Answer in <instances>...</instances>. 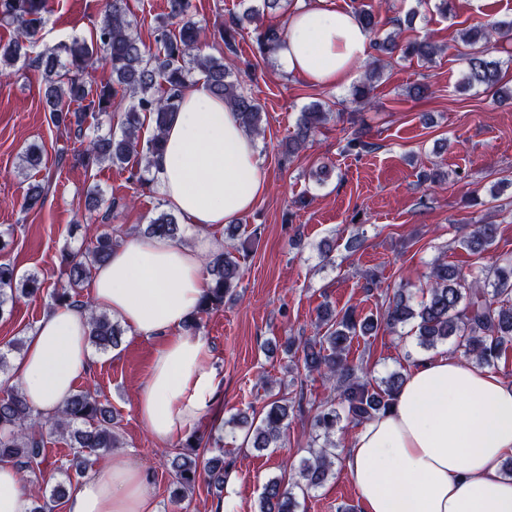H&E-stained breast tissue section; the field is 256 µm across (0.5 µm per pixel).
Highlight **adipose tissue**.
Listing matches in <instances>:
<instances>
[{
  "mask_svg": "<svg viewBox=\"0 0 512 512\" xmlns=\"http://www.w3.org/2000/svg\"><path fill=\"white\" fill-rule=\"evenodd\" d=\"M370 50L371 35L352 12L333 0H301L274 57L290 75L342 87ZM147 188L196 244L126 237L87 287L97 311L156 341L137 416L154 438L173 442L211 410L222 384L208 342L185 327L207 288L200 255L222 251L211 229L250 211L266 188L257 141L204 80L182 88ZM87 332L88 313L74 304L36 322L10 378L34 413L52 416L90 371ZM510 456L512 382L447 351L420 358L391 408L350 436L344 467L363 512H512V478L502 471ZM0 512H29L28 486L8 462H0ZM63 512H154L143 468L110 457L73 487Z\"/></svg>",
  "mask_w": 512,
  "mask_h": 512,
  "instance_id": "ef3b65f1",
  "label": "adipose tissue"
}]
</instances>
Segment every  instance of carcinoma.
<instances>
[{
	"label": "carcinoma",
	"mask_w": 512,
	"mask_h": 512,
	"mask_svg": "<svg viewBox=\"0 0 512 512\" xmlns=\"http://www.w3.org/2000/svg\"><path fill=\"white\" fill-rule=\"evenodd\" d=\"M245 6L238 22H253L284 9L287 0H241ZM49 0H0V22L14 27V38L0 45V65L13 66L28 55L45 25ZM190 0H168L167 19L156 27V51H151L134 31L124 0H103L101 17L90 37L74 36L58 42L31 60V66L42 76L44 97L51 121L61 134L85 138L87 117H112L115 100H126L128 106L118 115L121 133L107 132L88 138L81 158L88 166L108 164L129 171L130 178L141 179L151 170L154 157L164 148L163 134L179 106V91L192 72H200L212 95L224 100L236 112L241 126L252 136L262 132L263 112L260 106L240 90L238 79L224 67V61L203 52L199 44V28L189 14ZM360 25L371 34L382 29L378 15L364 2L354 7ZM401 30L388 32L376 39L373 47L385 56L418 57L431 62L441 47L430 39L404 41ZM281 38L280 30L268 26L255 27V41L262 55L273 53ZM512 40V19L498 20L474 27L461 36L469 50L460 54L465 68L464 87H482L505 100L512 90L502 91L499 62L487 52L503 41ZM103 60L111 79L94 85L85 79L88 70ZM380 60L368 65L364 78L353 87L352 99L359 104L369 101L373 81L380 76ZM329 117L322 104L305 107L296 120V131L285 143V152L293 155L301 150L315 130ZM152 134L141 138L145 123ZM346 151L369 153L375 144L353 131ZM181 224L176 214L161 210L144 228V234L179 239ZM497 236V225L475 224L465 232L461 244L470 252L482 254L490 250ZM115 241L103 230L77 251L64 250L60 255L67 281L51 293L53 304L71 302L81 295L91 270L105 262ZM243 241L232 249L212 256L206 270L210 285L201 305L193 314L188 328L198 331L202 316L224 306L233 296L240 279L241 260L248 254ZM426 298L413 304L407 289L399 287L386 296L379 311L361 314L353 308L334 312L324 307L318 314L319 326L326 327L321 336L302 343L288 339L284 351L298 356L310 375L317 374L330 383V394L312 405L309 457L301 461L295 477L269 479L259 500V512H297V492L322 486L336 460V428L341 420L356 426L385 413L404 382L402 373L394 371L380 380H371L359 365L350 360L353 340L377 335L381 329L396 332L413 324L416 347L428 352L440 344L452 342L455 347L479 365L496 367L512 351V257L492 259L476 272H465L443 257L436 258L428 274ZM43 289L34 273L20 275L10 263L0 262V316L5 306L18 296H32ZM88 341L100 352L118 347L124 330L108 315L89 309ZM304 414L303 396H275L264 407L261 417L247 412L239 414V423L247 428L246 445L265 449L277 445L294 413ZM65 437L72 449L70 467L78 475L92 465L90 454L119 447L114 431L112 410L89 392L75 393L55 415L42 420L33 414L19 391L0 389V462L15 463L26 478L37 476L45 461L47 435ZM202 439L191 435L175 452L170 468L176 483L175 497L184 499L193 492L204 475L213 484H224V473L233 467L232 460L210 458L198 463L196 449ZM65 497L61 486L31 512H54Z\"/></svg>",
	"instance_id": "cac0c4a2"
}]
</instances>
